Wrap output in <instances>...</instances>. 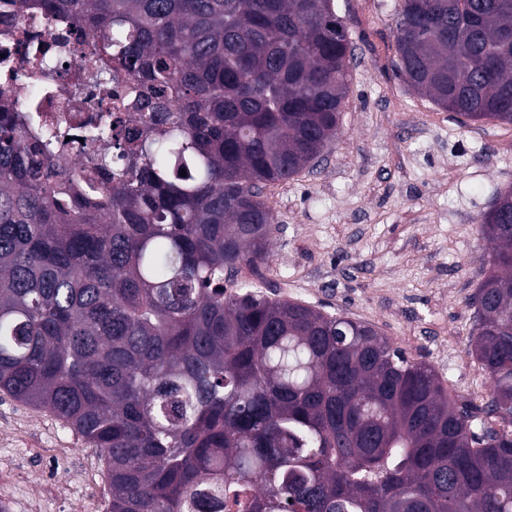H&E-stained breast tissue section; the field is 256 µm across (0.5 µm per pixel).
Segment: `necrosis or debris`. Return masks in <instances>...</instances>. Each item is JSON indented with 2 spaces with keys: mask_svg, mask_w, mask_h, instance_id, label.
I'll list each match as a JSON object with an SVG mask.
<instances>
[{
  "mask_svg": "<svg viewBox=\"0 0 512 512\" xmlns=\"http://www.w3.org/2000/svg\"><path fill=\"white\" fill-rule=\"evenodd\" d=\"M20 30L28 33L31 43L45 49L40 87L30 88L21 75L9 83L17 111L35 131L63 128L71 136H80L85 129L109 121L115 100L139 94V81L124 71L113 72L108 99L101 97L93 80L75 84L74 73L81 62L96 54L93 44L81 39L67 21L36 9L20 14L0 0V51L15 50L14 35Z\"/></svg>",
  "mask_w": 512,
  "mask_h": 512,
  "instance_id": "obj_1",
  "label": "necrosis or debris"
}]
</instances>
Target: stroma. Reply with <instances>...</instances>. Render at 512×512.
Masks as SVG:
<instances>
[{
  "label": "stroma",
  "instance_id": "stroma-1",
  "mask_svg": "<svg viewBox=\"0 0 512 512\" xmlns=\"http://www.w3.org/2000/svg\"><path fill=\"white\" fill-rule=\"evenodd\" d=\"M399 0H339L355 47L335 138L316 167L265 190L279 225L269 270L239 278L269 296L374 325L481 404L470 304L492 243L477 217L512 187V127L462 122L394 68ZM106 466L49 411L0 393V501L8 512H109Z\"/></svg>",
  "mask_w": 512,
  "mask_h": 512
}]
</instances>
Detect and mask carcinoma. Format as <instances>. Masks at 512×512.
<instances>
[{"label":"carcinoma","instance_id":"carcinoma-1","mask_svg":"<svg viewBox=\"0 0 512 512\" xmlns=\"http://www.w3.org/2000/svg\"><path fill=\"white\" fill-rule=\"evenodd\" d=\"M10 2L148 86L117 106L115 182L110 130L65 164L0 96V392L99 450L111 512H512V187L478 220L482 405L373 325L238 280L269 265L264 188L336 135V0ZM394 43L413 91L512 126V0H400Z\"/></svg>","mask_w":512,"mask_h":512}]
</instances>
